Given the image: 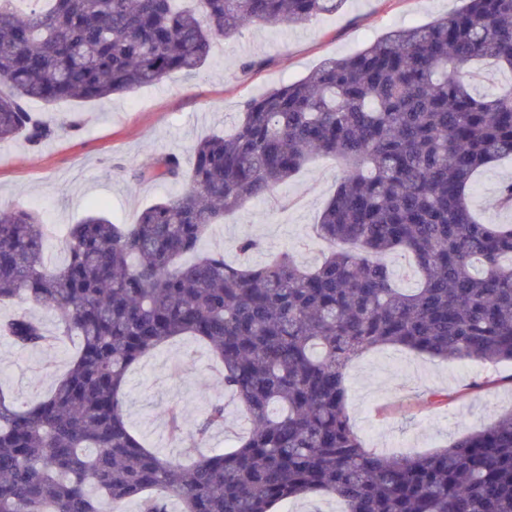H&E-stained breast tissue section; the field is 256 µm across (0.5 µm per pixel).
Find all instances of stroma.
Wrapping results in <instances>:
<instances>
[{"mask_svg":"<svg viewBox=\"0 0 512 512\" xmlns=\"http://www.w3.org/2000/svg\"><path fill=\"white\" fill-rule=\"evenodd\" d=\"M464 0H346L330 16L300 27L255 25L232 43L215 41L205 65L160 83L113 96L108 101H67L48 113L61 131L44 145L24 138L0 142V204H22L51 234L45 257L65 259L62 238L68 227L92 212L112 223H132L137 213L179 193L162 181L133 182L129 169L153 157L189 156L201 137L232 131L243 103L305 77L323 61L354 54L388 31L423 26L460 10ZM254 69H244V62ZM342 176L340 165L317 159L266 198L245 203L213 226L206 251H223L237 261L235 242L259 239L247 264L294 249L297 260L317 266L327 250L315 226ZM512 179V159L480 171L470 204L482 220L512 224V211L497 203L500 185ZM77 338L52 348L23 350L0 338V388L18 405L46 396L70 365ZM219 368L196 340H171L129 371L124 409L132 429L162 458L179 461L193 448L201 452L232 447L249 427L239 400L218 383ZM346 411L366 447L386 452L428 453L477 431L512 409V363L472 368L395 347L353 358L346 370ZM443 392L447 401L431 404ZM222 403L225 421L205 437L197 428L210 404ZM177 406L181 436L172 438L166 410Z\"/></svg>","mask_w":512,"mask_h":512,"instance_id":"1","label":"stroma"}]
</instances>
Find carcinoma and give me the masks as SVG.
<instances>
[{"instance_id":"obj_1","label":"carcinoma","mask_w":512,"mask_h":512,"mask_svg":"<svg viewBox=\"0 0 512 512\" xmlns=\"http://www.w3.org/2000/svg\"><path fill=\"white\" fill-rule=\"evenodd\" d=\"M0 0V140L32 147L57 126L33 112L191 74L214 41L253 25L298 26L344 0ZM512 71V0H466L431 23L388 32L243 105L231 134L129 171L187 180L129 224L91 214L69 227L65 261H45L46 225L0 207V302L54 309L58 332L28 314L0 337L38 350L80 339L50 395L0 393V512H273L323 493L345 512H512V410L421 455L365 446L346 413L345 368L398 346L466 362L512 363V224L470 206L476 173L512 157V81L480 94L463 73ZM316 157L343 176L318 224L330 253L304 268L282 251L237 266L201 243L215 224L269 196ZM408 254L417 287L379 258ZM180 336L208 346L250 428L232 448L175 463L145 447L124 410L130 368ZM224 425L213 404L198 435Z\"/></svg>"}]
</instances>
